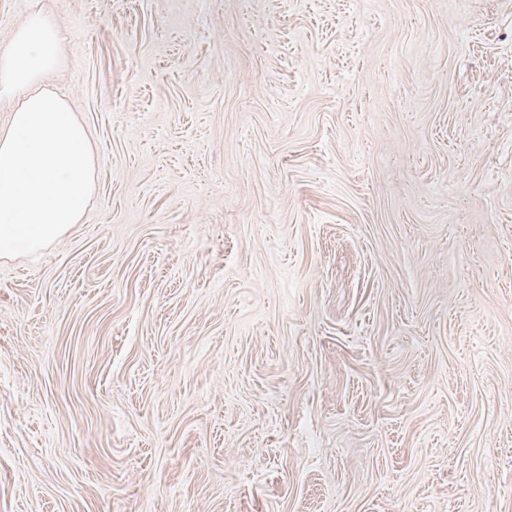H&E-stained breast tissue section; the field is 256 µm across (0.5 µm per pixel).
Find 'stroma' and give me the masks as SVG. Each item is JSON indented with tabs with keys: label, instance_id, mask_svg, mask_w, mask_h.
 <instances>
[{
	"label": "stroma",
	"instance_id": "obj_1",
	"mask_svg": "<svg viewBox=\"0 0 512 512\" xmlns=\"http://www.w3.org/2000/svg\"><path fill=\"white\" fill-rule=\"evenodd\" d=\"M98 156L0 260V512H512V0H0Z\"/></svg>",
	"mask_w": 512,
	"mask_h": 512
}]
</instances>
